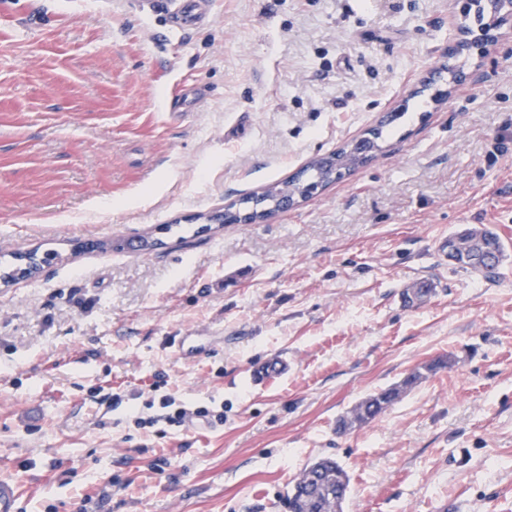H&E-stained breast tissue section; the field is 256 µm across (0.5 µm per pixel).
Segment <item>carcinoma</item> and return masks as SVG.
<instances>
[{
    "label": "carcinoma",
    "mask_w": 512,
    "mask_h": 512,
    "mask_svg": "<svg viewBox=\"0 0 512 512\" xmlns=\"http://www.w3.org/2000/svg\"><path fill=\"white\" fill-rule=\"evenodd\" d=\"M395 120L397 116L391 114L389 119L380 122L368 132L363 142L368 144L369 150L378 147L377 141L385 138L388 126ZM328 176L329 172L325 169L323 158L317 157L288 179L268 186L259 194L247 195L245 199L251 200L261 196L273 202L277 194L298 181L316 186L327 185ZM448 256L461 268L484 277H492L505 258V246L498 234L490 229L484 228L479 234L465 231L448 237ZM443 364V360H435L414 370L400 383L367 395L341 416L338 427L347 431L369 423L399 401L425 377V374L436 371ZM293 489L304 492L306 497L300 501L293 497V494H288V508L291 512H343V503L350 492V477L341 464L326 458L319 462L318 467L304 469L295 481Z\"/></svg>",
    "instance_id": "obj_1"
}]
</instances>
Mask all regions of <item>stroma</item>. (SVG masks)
<instances>
[{
	"instance_id": "obj_1",
	"label": "stroma",
	"mask_w": 512,
	"mask_h": 512,
	"mask_svg": "<svg viewBox=\"0 0 512 512\" xmlns=\"http://www.w3.org/2000/svg\"><path fill=\"white\" fill-rule=\"evenodd\" d=\"M477 25L454 0H210L175 40L137 0H0V267L49 256L0 281L17 512H288L321 458L350 476L344 512H512V27L447 58ZM444 65L462 81L416 96ZM189 91L201 103L168 117ZM389 112L368 165L265 223L203 232ZM475 227L507 247L494 279L438 249ZM140 235L163 245L81 249ZM423 277L434 294L410 302ZM271 353L292 370L253 386ZM168 394L224 420L168 425ZM443 364L442 359L435 360L414 370L400 383L367 395L345 415L341 416L338 420V427L347 431L369 423L388 407L399 401L408 390L425 377V373L434 372Z\"/></svg>"
}]
</instances>
